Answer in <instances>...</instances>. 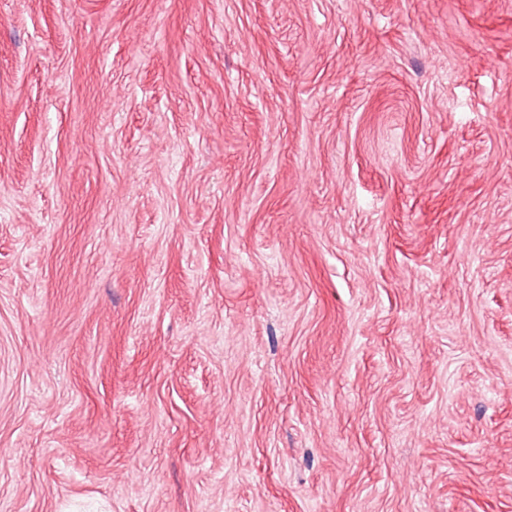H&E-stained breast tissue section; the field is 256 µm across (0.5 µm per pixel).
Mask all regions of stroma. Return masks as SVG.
<instances>
[{
    "instance_id": "stroma-1",
    "label": "stroma",
    "mask_w": 512,
    "mask_h": 512,
    "mask_svg": "<svg viewBox=\"0 0 512 512\" xmlns=\"http://www.w3.org/2000/svg\"><path fill=\"white\" fill-rule=\"evenodd\" d=\"M0 512H512V0H0Z\"/></svg>"
}]
</instances>
